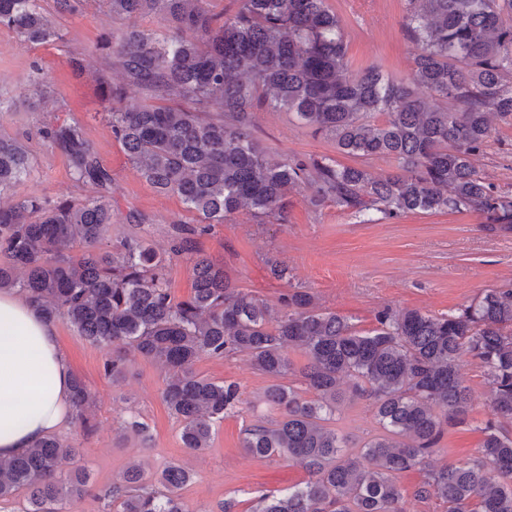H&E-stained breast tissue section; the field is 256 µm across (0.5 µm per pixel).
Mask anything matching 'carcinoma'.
<instances>
[{
  "instance_id": "carcinoma-1",
  "label": "carcinoma",
  "mask_w": 512,
  "mask_h": 512,
  "mask_svg": "<svg viewBox=\"0 0 512 512\" xmlns=\"http://www.w3.org/2000/svg\"><path fill=\"white\" fill-rule=\"evenodd\" d=\"M0 0V29L41 45L59 39L57 18L87 0ZM114 19L160 14L165 33L127 31L102 39L97 84L103 119L139 175L178 196L198 224L175 227L159 253L134 232L111 252L112 173L82 124L58 121L44 131L66 156L73 179L94 195L51 200L23 196L0 204V290L18 289L52 322L64 321L95 345L117 341L162 365V398L182 422L184 447H209L216 423L240 402L236 383L196 374L203 356L240 354L276 383L263 401L279 413L244 429L242 447L257 458L283 455L308 479L281 495H260L252 512H404L397 475L432 454L444 425L462 423L472 392L458 361L484 369L498 423L483 428L478 455L429 469L415 491L445 512H512V288H491L447 315L385 307L375 326L326 311L297 288L271 306L234 286L224 266L196 249L195 236L241 211L286 221V197L305 189L365 224L407 214L477 213L492 234L512 233V192L482 176L474 158L489 147L492 119L512 122V0H407L404 30L417 53L409 78L379 66L350 67L344 30L327 0H237L230 16L208 0H101ZM117 71L121 84L112 85ZM143 96L132 103L127 91ZM285 110L300 124L360 159L386 158L376 174L329 156L272 161L253 137L259 107ZM31 160L17 138L0 134V195L25 179ZM189 263L193 294L166 288L172 258ZM300 352L304 391L278 379L294 371L286 351ZM114 380L127 372L114 353L103 363ZM352 379L351 398L367 399L379 431L349 444L330 422ZM94 396L72 379V420L91 429ZM124 430L146 443L135 416ZM79 449L48 436L0 462V504L26 493L22 512H63L91 491L85 469H60ZM192 474L178 464L149 476L132 464L112 482L117 512H184L179 490Z\"/></svg>"
}]
</instances>
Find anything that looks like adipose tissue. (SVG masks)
I'll return each instance as SVG.
<instances>
[{"mask_svg": "<svg viewBox=\"0 0 512 512\" xmlns=\"http://www.w3.org/2000/svg\"><path fill=\"white\" fill-rule=\"evenodd\" d=\"M72 378L55 323L17 291H0L1 461L66 425Z\"/></svg>", "mask_w": 512, "mask_h": 512, "instance_id": "adipose-tissue-1", "label": "adipose tissue"}]
</instances>
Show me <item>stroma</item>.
<instances>
[{
    "instance_id": "1",
    "label": "stroma",
    "mask_w": 512,
    "mask_h": 512,
    "mask_svg": "<svg viewBox=\"0 0 512 512\" xmlns=\"http://www.w3.org/2000/svg\"><path fill=\"white\" fill-rule=\"evenodd\" d=\"M328 7L341 21L353 69L377 65L391 77L409 76L416 48L403 32L407 0H328ZM59 24L61 39L42 46L0 29V132L22 139L32 160L29 176L12 194L54 200L90 195V188L71 177L65 155L48 146L42 134L50 123L78 121L112 172L108 249H115L131 231L127 216L132 213L143 219L152 246L168 251L174 224L195 223V216L179 197L156 192L140 177L101 118L96 83L74 65L75 59L94 55L106 33L162 30L167 23L153 14L115 21L98 0H89L84 11L61 18ZM37 67L52 83L53 94L45 103L27 87ZM253 134L274 159L326 155L345 165L352 162L351 157L337 155L332 140L315 136L285 111L258 110ZM475 164L495 185L512 190V124L494 121L490 146ZM286 211L283 224L240 212L197 236V247L223 265L234 285L268 304H278L288 291L306 288L323 307L351 317L360 331L371 329L375 312L387 306L444 315L470 304L486 289L512 286V234H488L480 216L472 212L416 213L363 224L332 204L313 209L301 192L289 195ZM274 261L287 267V278L272 276ZM57 328L74 374L94 394L96 411L92 434L83 435L72 423L59 434L60 440L79 450L77 458L63 460V470L83 466L92 484L90 494L69 502L66 512H112L103 494L134 463L151 475L171 463L189 469L193 480L182 490L186 512H218L227 499L235 501V512H251L258 495L306 480V471L288 458L260 459L242 447L244 429L270 414L259 400L270 381L246 357L205 356L196 362L200 376L237 383L240 404L216 426L211 448L194 453L184 448L181 423L162 398L166 379L158 364L122 343L111 348L91 344L65 322H58ZM115 351L129 361L125 377L116 381L103 372L105 358ZM460 368L473 390L471 409L466 422L448 426L430 458L434 465L476 457L481 429L495 418L483 368L467 356ZM132 413L149 426L150 442L122 431L123 419ZM335 427L358 443L378 425L368 401L357 400L341 406Z\"/></svg>"
}]
</instances>
